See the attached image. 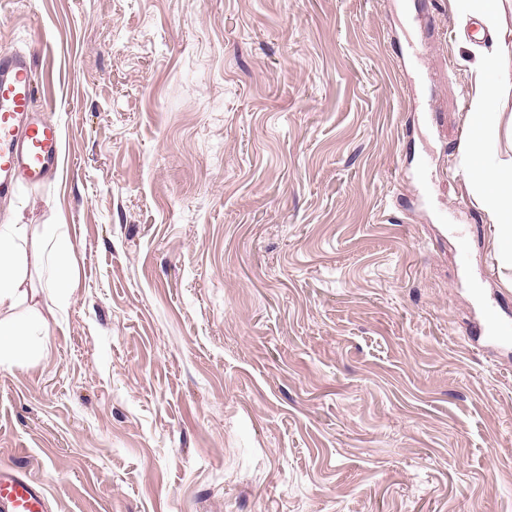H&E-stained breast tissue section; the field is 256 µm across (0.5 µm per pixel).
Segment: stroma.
<instances>
[{
  "label": "stroma",
  "instance_id": "1",
  "mask_svg": "<svg viewBox=\"0 0 512 512\" xmlns=\"http://www.w3.org/2000/svg\"><path fill=\"white\" fill-rule=\"evenodd\" d=\"M465 8L0 0L60 136L58 176L0 198L35 290L11 315L50 330L0 371V464L49 512H512ZM479 335L486 336L494 340L508 341L512 339V326L511 328L501 323L494 306H487L484 315V325L479 328Z\"/></svg>",
  "mask_w": 512,
  "mask_h": 512
}]
</instances>
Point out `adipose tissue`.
<instances>
[{"mask_svg":"<svg viewBox=\"0 0 512 512\" xmlns=\"http://www.w3.org/2000/svg\"><path fill=\"white\" fill-rule=\"evenodd\" d=\"M468 12L496 34L492 48L473 45L477 86L468 112V136L463 154L475 182L483 189L480 206L497 232L496 244L506 260L512 261V167L488 166L482 144L494 140L500 117L495 110L503 90L502 63L512 56V30L500 22L502 0H467ZM24 225H0V367L24 362L48 350V330L34 321L5 318L29 293L22 251Z\"/></svg>","mask_w":512,"mask_h":512,"instance_id":"ef3b65f1","label":"adipose tissue"}]
</instances>
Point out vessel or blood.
<instances>
[{"label":"vessel or blood","instance_id":"vessel-or-blood-1","mask_svg":"<svg viewBox=\"0 0 512 512\" xmlns=\"http://www.w3.org/2000/svg\"><path fill=\"white\" fill-rule=\"evenodd\" d=\"M30 58L21 53L0 55V197L12 195L19 184L42 183L57 151L53 126L32 116L38 92ZM480 335L512 339V327L501 323L494 308H486ZM0 512H48L43 487L15 469L0 466Z\"/></svg>","mask_w":512,"mask_h":512}]
</instances>
